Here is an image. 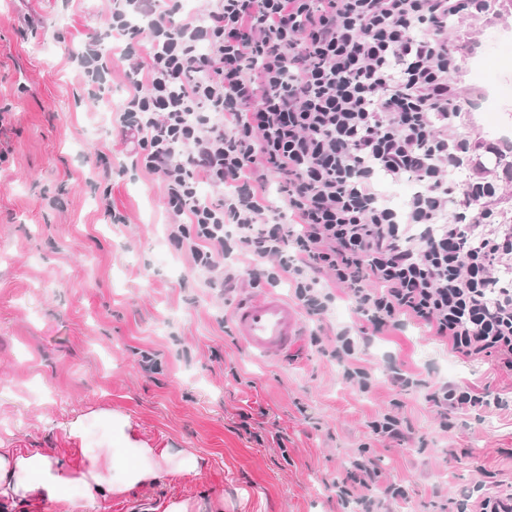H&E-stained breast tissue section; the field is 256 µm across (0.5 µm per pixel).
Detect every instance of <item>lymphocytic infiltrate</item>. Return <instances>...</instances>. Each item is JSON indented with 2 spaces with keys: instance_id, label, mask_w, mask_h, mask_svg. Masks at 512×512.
<instances>
[{
  "instance_id": "obj_1",
  "label": "lymphocytic infiltrate",
  "mask_w": 512,
  "mask_h": 512,
  "mask_svg": "<svg viewBox=\"0 0 512 512\" xmlns=\"http://www.w3.org/2000/svg\"><path fill=\"white\" fill-rule=\"evenodd\" d=\"M500 18L495 0H210L195 13L182 0H114L70 62L102 89L109 44L123 41L134 64L114 121L133 167L164 183L169 244L211 289L284 282L318 317L345 295L352 322L332 344L317 332L311 343L367 394L361 342L409 321L458 358L492 356L512 372V286L497 275L512 264L499 209L512 163L483 162L465 95L478 37ZM405 183L395 207L388 192ZM389 380L398 396L369 424L378 439L413 441L409 391L444 431L462 410L507 406L466 384L397 370ZM405 494L366 448L336 485L364 512Z\"/></svg>"
}]
</instances>
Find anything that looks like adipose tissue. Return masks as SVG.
<instances>
[{"mask_svg": "<svg viewBox=\"0 0 512 512\" xmlns=\"http://www.w3.org/2000/svg\"><path fill=\"white\" fill-rule=\"evenodd\" d=\"M82 454L85 467L75 475L55 466L41 452L0 448V497L13 507L31 499L48 500L57 503L63 512H87L88 508L112 494L155 480L158 462L171 465L177 472L194 468L190 458L178 457L171 449L144 448L140 451V464L122 469L113 476L109 473L113 463L111 442L83 449ZM72 485L81 487V500L66 495V488Z\"/></svg>", "mask_w": 512, "mask_h": 512, "instance_id": "1", "label": "adipose tissue"}]
</instances>
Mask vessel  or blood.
I'll return each mask as SVG.
<instances>
[{
    "instance_id": "1",
    "label": "vessel or blood",
    "mask_w": 512,
    "mask_h": 512,
    "mask_svg": "<svg viewBox=\"0 0 512 512\" xmlns=\"http://www.w3.org/2000/svg\"><path fill=\"white\" fill-rule=\"evenodd\" d=\"M234 331L243 344L268 358H277L300 334V316L288 301L266 294L237 307Z\"/></svg>"
}]
</instances>
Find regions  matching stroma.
<instances>
[{
	"label": "stroma",
	"instance_id": "1",
	"mask_svg": "<svg viewBox=\"0 0 512 512\" xmlns=\"http://www.w3.org/2000/svg\"><path fill=\"white\" fill-rule=\"evenodd\" d=\"M111 5L0 0V442L72 470L83 457L67 423L109 409L130 423L118 464L140 447L195 457L196 471L162 472L92 512H346L333 484L363 447L406 488L390 512L456 505L480 468L512 479V409L463 410L444 432L421 393L404 395L423 452L367 428L393 397L391 366L510 398L512 373L495 358L460 361L409 322L362 347L375 387L360 394L310 342L349 322L343 297L323 320L303 318L281 357L243 348L231 316L256 290L206 288L169 246L164 185L132 169L102 108L126 98L128 61L114 58L100 100L69 62ZM110 206L125 223L110 222ZM146 352L158 373L142 370Z\"/></svg>",
	"mask_w": 512,
	"mask_h": 512
}]
</instances>
